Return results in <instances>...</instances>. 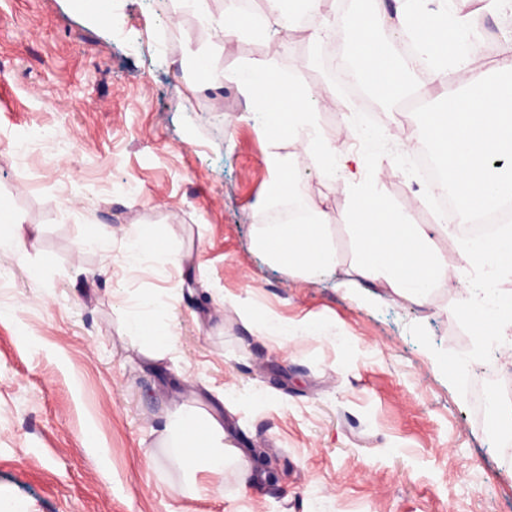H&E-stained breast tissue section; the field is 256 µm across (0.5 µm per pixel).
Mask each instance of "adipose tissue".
Here are the masks:
<instances>
[{
	"label": "adipose tissue",
	"instance_id": "adipose-tissue-1",
	"mask_svg": "<svg viewBox=\"0 0 512 512\" xmlns=\"http://www.w3.org/2000/svg\"><path fill=\"white\" fill-rule=\"evenodd\" d=\"M267 2L269 15L248 27L232 7L218 18L208 0H190L200 22L225 43L246 31L258 38H285L279 17L283 0ZM386 26L418 45L421 67L441 88L443 107L420 109L412 138L430 145L443 186L454 196L455 222L483 224L498 215L504 221L494 238L467 239L458 249L461 268L474 273L462 287L460 308L487 325L476 330L472 353L452 359L450 373L467 374L493 340L500 344L499 360L510 367L512 291L498 288L497 279L512 275V47L503 50L497 69L484 70L478 66L480 44L472 39L474 12H452L444 4L425 11L421 0H398L391 12L385 0H370L368 13L352 31L348 54L367 88L387 101L408 98L413 89L407 62L378 45L377 32ZM239 84L252 98L253 118L268 137L299 141L319 176L341 180L353 195L345 226L355 247L349 269H341L335 230L316 209L294 223L259 225L256 249L308 279L332 275L337 287L348 291L379 284L403 301L428 304L433 288L450 282L458 270L435 250L421 225L409 223L379 193L381 167L371 164L365 150H342L324 138L312 112L335 104L333 91L297 86L278 73L251 68L240 73ZM165 432L189 474L221 472L231 465L242 474L250 472L243 452L212 415L176 405Z\"/></svg>",
	"mask_w": 512,
	"mask_h": 512
}]
</instances>
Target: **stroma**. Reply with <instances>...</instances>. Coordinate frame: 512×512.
<instances>
[{"instance_id": "obj_1", "label": "stroma", "mask_w": 512, "mask_h": 512, "mask_svg": "<svg viewBox=\"0 0 512 512\" xmlns=\"http://www.w3.org/2000/svg\"><path fill=\"white\" fill-rule=\"evenodd\" d=\"M174 14L191 11L112 0L103 21L82 0H0V201L35 240L0 260V501L18 512H512V454L475 399L505 386L503 367L486 357L467 376L447 370L474 348L457 289L436 288L424 308L371 301L300 280L253 245L270 213L258 204L267 152L290 157L296 195L328 223L343 225L353 199L297 142L258 129L242 68L332 85L336 106L314 120L338 148L362 137L358 111L388 136L409 127L375 96L346 103L329 41L246 35L223 49L212 32L169 27ZM204 64L224 73L220 106L195 87ZM23 129L63 137L22 150ZM379 154L388 201L432 225L408 156ZM126 234L163 246L134 264ZM145 295L170 336L159 360L125 332ZM268 316L327 331L281 347L258 328ZM176 403L219 411L231 442L250 459L266 452L276 478L245 486L231 467L188 484L162 434Z\"/></svg>"}]
</instances>
